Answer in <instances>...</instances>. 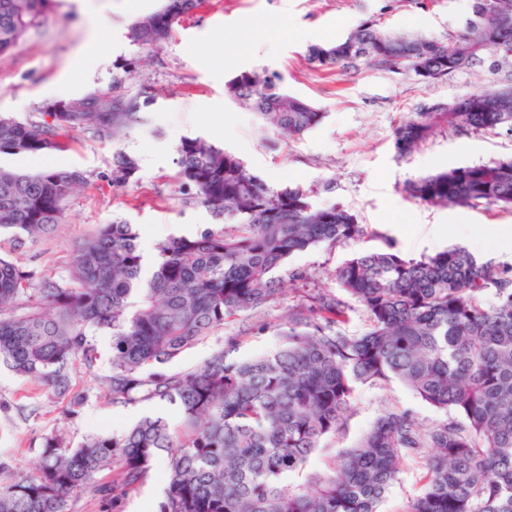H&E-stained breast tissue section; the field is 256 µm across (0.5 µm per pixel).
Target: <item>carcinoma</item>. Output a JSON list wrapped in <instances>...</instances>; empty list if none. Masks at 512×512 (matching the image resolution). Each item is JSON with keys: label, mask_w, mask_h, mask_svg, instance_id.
<instances>
[{"label": "carcinoma", "mask_w": 512, "mask_h": 512, "mask_svg": "<svg viewBox=\"0 0 512 512\" xmlns=\"http://www.w3.org/2000/svg\"><path fill=\"white\" fill-rule=\"evenodd\" d=\"M489 2L473 0L466 34L453 42L365 21L342 40L310 46L308 61L326 68L384 63L431 80L486 55L495 67H512V29L497 25ZM205 3L167 0L168 16L153 12L133 21L127 38L139 49L158 47L183 15ZM50 5L0 0V54L40 24ZM225 92L288 136L325 117L267 68L240 73ZM153 101L150 87L131 94L115 77L79 98L43 102L37 120L0 116V158L52 153L68 131L119 142ZM437 120L512 133V93L479 89L400 123L393 131L398 155H412ZM174 164L182 189L222 224L159 243L150 271L136 233L122 222L100 225L79 243L66 275L36 287L31 272L0 257V362L65 396L73 364L93 366L91 337L107 332L112 402L176 406L180 426L145 416L121 435L89 434L74 448L53 433L36 475L0 481V512H67L69 498L82 494L110 503L115 492L142 485L161 452L168 489L158 512H380L409 456L425 458L427 472L407 512H512V268L482 262L461 244L417 259L388 243L334 273L367 314L363 334L336 331L349 305L319 293L288 313L271 353L238 358L239 341L230 338L197 369L157 372L226 318L276 298L283 289L276 271L290 255L365 233L343 207L316 208L300 186H271L202 137L183 139ZM137 171L134 157L113 152V188L127 187ZM86 181L78 169L0 164V234L20 245L50 233ZM404 192L434 206L512 208V158L411 179ZM488 290L495 294L490 305L481 299ZM391 380L454 417L424 429L408 409L386 411L330 472L310 476L309 489L289 488L288 475L345 427L356 387ZM114 468L116 481L99 482Z\"/></svg>", "instance_id": "carcinoma-1"}]
</instances>
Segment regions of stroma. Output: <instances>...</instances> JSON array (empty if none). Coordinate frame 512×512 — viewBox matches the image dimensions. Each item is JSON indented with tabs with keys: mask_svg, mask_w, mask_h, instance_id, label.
<instances>
[{
	"mask_svg": "<svg viewBox=\"0 0 512 512\" xmlns=\"http://www.w3.org/2000/svg\"><path fill=\"white\" fill-rule=\"evenodd\" d=\"M165 0H53L44 22L13 50L0 54V114L37 119L47 100L79 97L111 85L115 64L136 58L137 90L150 84L154 103L144 125L121 143L139 166L125 189L110 182V143L90 133H68L65 149L45 157H12L10 166L33 170L45 165L83 170L88 181L67 199L63 219L50 235L16 247L0 242V255L36 277L65 274L76 243L112 221L131 224L141 249L173 236L196 235L215 218L200 204L185 201L174 178L176 148L184 138L202 137L244 161L268 184L304 187L317 207L340 205L366 230L363 238L292 255L279 269L286 290L255 312L228 318L179 358L164 364L172 374L195 369L224 347L227 337L240 339L238 357L274 351L279 327L292 308L324 290L338 293L333 273L357 252L393 242L409 257L432 254L456 244V237L436 238L439 224L462 215L471 235L512 226V211L482 207H439L407 198L411 178L453 166L474 165L512 156V135L438 126L409 158L393 145L396 124L414 112L478 89L512 84V69L484 62L441 80H428L379 64L356 63L323 69L310 64L307 48L344 39L366 20L380 28L441 41L459 38L472 16L471 0H209L176 24L160 47L136 49L127 29L136 19L160 9ZM278 71L288 91L325 113L321 124L301 136L284 138L263 127L254 112L228 97L226 83L241 71ZM306 272L303 280L295 272ZM98 358L93 366L76 363L72 394L82 403L71 407L52 391L18 377L0 363V462L33 472L46 436L58 432L71 444L93 433L118 435L143 416L162 414L178 423L171 405L151 402L115 404L104 395L111 373L112 338L94 336ZM410 409L429 426L446 417L398 382L361 385L355 390L347 424L323 440L305 466L289 477L294 488L329 469L334 459L384 411ZM424 460H403L397 480L382 504L383 512H406L421 492ZM168 485L166 458L158 456L137 490L112 504L79 495L69 512H155Z\"/></svg>",
	"mask_w": 512,
	"mask_h": 512,
	"instance_id": "obj_1",
	"label": "stroma"
}]
</instances>
